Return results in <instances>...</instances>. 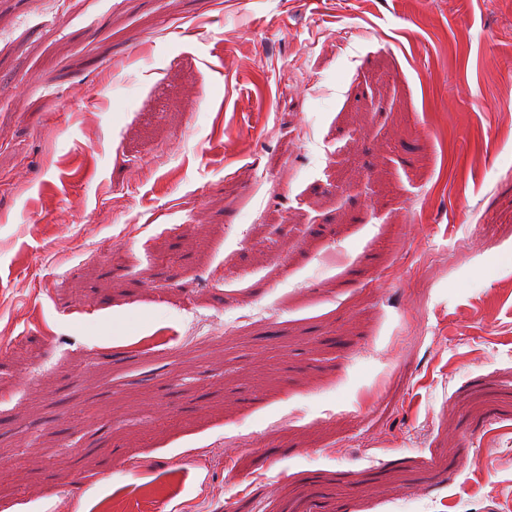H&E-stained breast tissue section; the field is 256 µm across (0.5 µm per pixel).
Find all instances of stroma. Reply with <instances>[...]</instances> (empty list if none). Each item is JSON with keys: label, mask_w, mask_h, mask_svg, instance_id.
Masks as SVG:
<instances>
[{"label": "stroma", "mask_w": 512, "mask_h": 512, "mask_svg": "<svg viewBox=\"0 0 512 512\" xmlns=\"http://www.w3.org/2000/svg\"><path fill=\"white\" fill-rule=\"evenodd\" d=\"M512 11L0 0V512H512Z\"/></svg>", "instance_id": "35a3bbf8"}]
</instances>
